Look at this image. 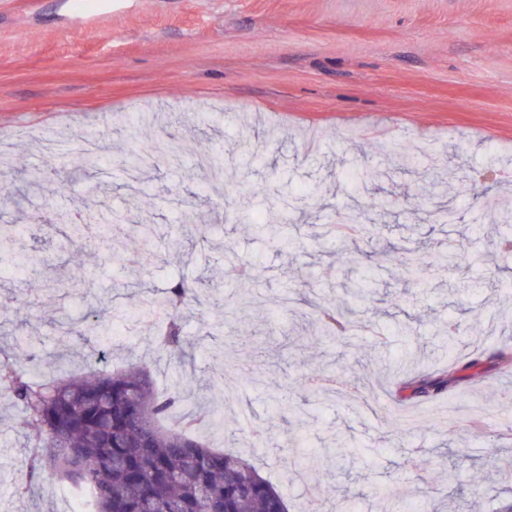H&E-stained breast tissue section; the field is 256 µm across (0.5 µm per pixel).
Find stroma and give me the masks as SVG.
<instances>
[{
	"mask_svg": "<svg viewBox=\"0 0 512 512\" xmlns=\"http://www.w3.org/2000/svg\"><path fill=\"white\" fill-rule=\"evenodd\" d=\"M208 147L226 174L196 164ZM508 158L512 0H0V165L25 189L21 204L0 202V223L45 240L24 275L0 255V304L39 336L33 378L134 355L174 387L153 315L113 324L100 361L79 337L59 343L55 319L137 310L178 273L208 280L215 293L184 335L227 427L198 432L246 452L290 512H387L394 499L497 512L512 497V374L493 357L512 346V257L496 249L505 225L474 224L487 194L512 196ZM191 210L215 245L185 266L168 243L191 238ZM45 211L125 231L55 288L68 253ZM256 216L284 225V240L253 234ZM139 224L153 225L149 243ZM457 250L459 263H435ZM411 252L433 262L425 281L401 267ZM234 267L254 270L263 298L244 324L224 315L242 293ZM364 279L355 345L322 337L305 298ZM262 350L263 384L222 376L226 352ZM438 372L447 391L407 403L415 427L385 412L408 375ZM20 414L0 397V512H70L57 479L27 485ZM290 434L301 476L286 464ZM336 438L348 452L327 458Z\"/></svg>",
	"mask_w": 512,
	"mask_h": 512,
	"instance_id": "stroma-1",
	"label": "stroma"
}]
</instances>
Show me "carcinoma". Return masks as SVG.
<instances>
[{"mask_svg":"<svg viewBox=\"0 0 512 512\" xmlns=\"http://www.w3.org/2000/svg\"><path fill=\"white\" fill-rule=\"evenodd\" d=\"M69 263L84 265L87 225L63 222ZM203 283L172 277L157 302L163 325L158 343L169 359L186 362L178 311L202 291ZM338 299L316 314L321 333L352 344L357 322ZM105 315L95 313L81 332L92 353H107L96 335ZM33 350L0 355V391L22 407L20 424L35 434L28 456L29 482L47 470L93 497V512H288L280 490L241 453L217 450L190 430L194 411L182 414V426L166 421L183 407L181 389L158 391L148 367L132 360L112 373L36 382L31 378ZM224 372L255 379L251 361L224 359ZM442 376H415L402 383L406 399L442 393Z\"/></svg>","mask_w":512,"mask_h":512,"instance_id":"1","label":"carcinoma"}]
</instances>
